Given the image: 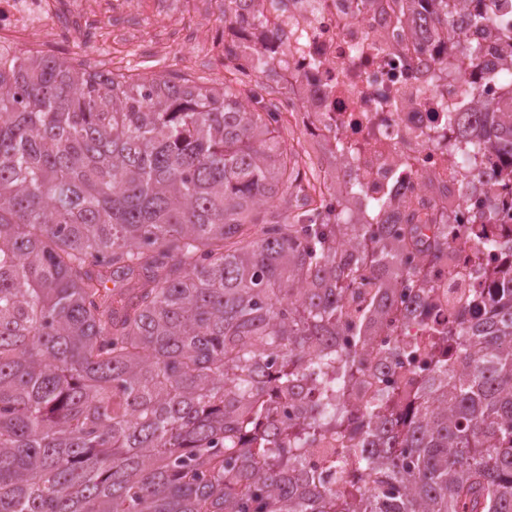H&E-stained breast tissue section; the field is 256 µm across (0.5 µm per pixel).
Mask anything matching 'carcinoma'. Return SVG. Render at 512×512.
I'll use <instances>...</instances> for the list:
<instances>
[{"label": "carcinoma", "mask_w": 512, "mask_h": 512, "mask_svg": "<svg viewBox=\"0 0 512 512\" xmlns=\"http://www.w3.org/2000/svg\"><path fill=\"white\" fill-rule=\"evenodd\" d=\"M484 109L512 156V100ZM277 111L0 50V512H512V276L352 415L353 288L371 273L365 347L448 233L336 221ZM329 430L361 452L333 485L337 461L296 472Z\"/></svg>", "instance_id": "1"}]
</instances>
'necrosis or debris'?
<instances>
[{"label": "necrosis or debris", "mask_w": 512, "mask_h": 512, "mask_svg": "<svg viewBox=\"0 0 512 512\" xmlns=\"http://www.w3.org/2000/svg\"><path fill=\"white\" fill-rule=\"evenodd\" d=\"M55 8V0H0V46L66 51ZM255 10L254 0H239L224 40L246 77L257 59L274 60L288 87L283 112L333 160L322 181L335 190L337 210L362 224H401L413 212L448 227V260L429 266L428 294L400 295L398 320L361 355L366 376L380 374L389 389L427 376L423 320L457 323L459 294L492 291L494 270L512 269V157L488 148L466 155L487 123L477 102L512 96L496 43L484 38L485 15L512 24V0H465L454 35L407 15L404 0H267L263 25ZM476 43L484 54L474 67L468 51ZM466 112L473 119L465 131ZM484 218L501 247L479 262L470 231ZM397 336L405 353L379 367Z\"/></svg>", "instance_id": "obj_1"}]
</instances>
